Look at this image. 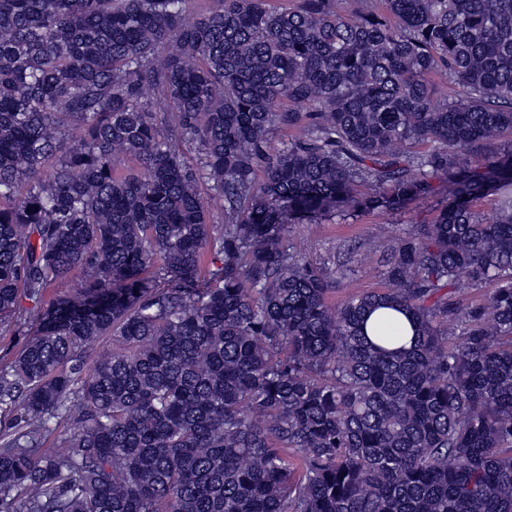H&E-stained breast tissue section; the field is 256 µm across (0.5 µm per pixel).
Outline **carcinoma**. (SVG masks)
Listing matches in <instances>:
<instances>
[{
	"label": "carcinoma",
	"mask_w": 512,
	"mask_h": 512,
	"mask_svg": "<svg viewBox=\"0 0 512 512\" xmlns=\"http://www.w3.org/2000/svg\"><path fill=\"white\" fill-rule=\"evenodd\" d=\"M361 6L0 0V512H512V0ZM437 178L330 310L290 225ZM23 307L26 312H23L21 322L24 323V319H26L27 324L22 325L19 329L14 327L0 334V361L10 359L30 337L27 334H29L28 330L32 326L31 324L35 323L33 318L37 308L34 303L28 300L23 302Z\"/></svg>",
	"instance_id": "obj_1"
}]
</instances>
